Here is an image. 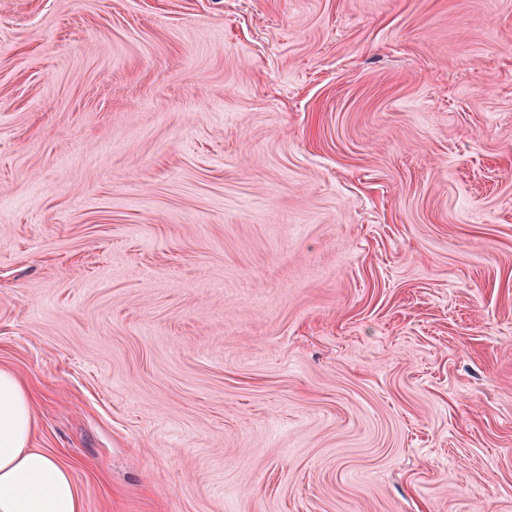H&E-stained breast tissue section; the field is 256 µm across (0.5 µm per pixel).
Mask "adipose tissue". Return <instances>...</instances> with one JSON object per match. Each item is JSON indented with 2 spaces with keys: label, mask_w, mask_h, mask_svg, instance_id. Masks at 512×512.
Here are the masks:
<instances>
[{
  "label": "adipose tissue",
  "mask_w": 512,
  "mask_h": 512,
  "mask_svg": "<svg viewBox=\"0 0 512 512\" xmlns=\"http://www.w3.org/2000/svg\"><path fill=\"white\" fill-rule=\"evenodd\" d=\"M34 427L28 388L0 368V512H83L69 467L31 447Z\"/></svg>",
  "instance_id": "1"
}]
</instances>
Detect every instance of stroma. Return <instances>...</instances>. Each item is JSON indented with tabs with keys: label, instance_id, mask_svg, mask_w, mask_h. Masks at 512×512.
<instances>
[{
	"label": "stroma",
	"instance_id": "35a3bbf8",
	"mask_svg": "<svg viewBox=\"0 0 512 512\" xmlns=\"http://www.w3.org/2000/svg\"><path fill=\"white\" fill-rule=\"evenodd\" d=\"M0 367L84 512H512V0H0Z\"/></svg>",
	"mask_w": 512,
	"mask_h": 512
}]
</instances>
